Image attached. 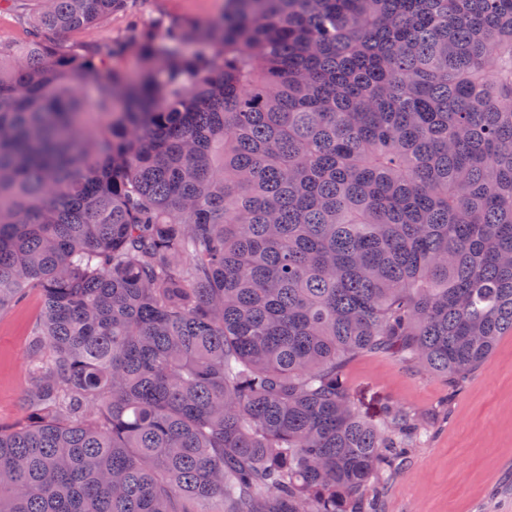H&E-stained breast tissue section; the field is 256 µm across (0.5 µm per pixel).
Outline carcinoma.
I'll use <instances>...</instances> for the list:
<instances>
[{"instance_id":"obj_1","label":"carcinoma","mask_w":512,"mask_h":512,"mask_svg":"<svg viewBox=\"0 0 512 512\" xmlns=\"http://www.w3.org/2000/svg\"><path fill=\"white\" fill-rule=\"evenodd\" d=\"M75 55L137 0H34L0 45V311L41 297L0 512H369L512 333V0H226ZM79 85L94 88L87 101ZM128 21L125 13L112 14V17L68 36L66 44L77 53H82L88 46L106 47L123 36Z\"/></svg>"}]
</instances>
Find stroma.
<instances>
[{"label": "stroma", "instance_id": "35a3bbf8", "mask_svg": "<svg viewBox=\"0 0 512 512\" xmlns=\"http://www.w3.org/2000/svg\"><path fill=\"white\" fill-rule=\"evenodd\" d=\"M225 0H139L134 17L144 25L188 16L219 15ZM128 19L118 13L67 37L75 52L119 40ZM40 298L0 311V425L24 423L26 364L39 321ZM346 374L360 412L377 419L383 405L422 418L427 441L386 483L379 512H512V334L499 338L486 363L456 395L447 381L382 354L353 358Z\"/></svg>", "mask_w": 512, "mask_h": 512}]
</instances>
